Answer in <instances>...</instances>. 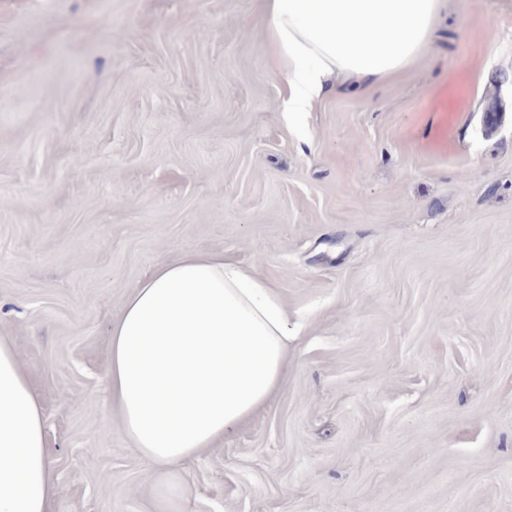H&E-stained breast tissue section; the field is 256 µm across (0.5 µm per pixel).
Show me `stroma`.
<instances>
[{"instance_id": "1", "label": "stroma", "mask_w": 512, "mask_h": 512, "mask_svg": "<svg viewBox=\"0 0 512 512\" xmlns=\"http://www.w3.org/2000/svg\"><path fill=\"white\" fill-rule=\"evenodd\" d=\"M286 96L261 0H0V336L51 512H153L109 330L187 250L255 268L301 336L181 467L184 512H512V0H442L404 73Z\"/></svg>"}]
</instances>
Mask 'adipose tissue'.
I'll use <instances>...</instances> for the list:
<instances>
[{
  "instance_id": "ef3b65f1",
  "label": "adipose tissue",
  "mask_w": 512,
  "mask_h": 512,
  "mask_svg": "<svg viewBox=\"0 0 512 512\" xmlns=\"http://www.w3.org/2000/svg\"><path fill=\"white\" fill-rule=\"evenodd\" d=\"M288 112L309 111L336 82L370 86L430 47L440 0H263ZM288 312L275 288L220 253L186 252L154 267L112 321L107 363L120 430L163 471L156 512H181L179 466L281 391ZM43 406L0 337V512H49L56 494Z\"/></svg>"
}]
</instances>
